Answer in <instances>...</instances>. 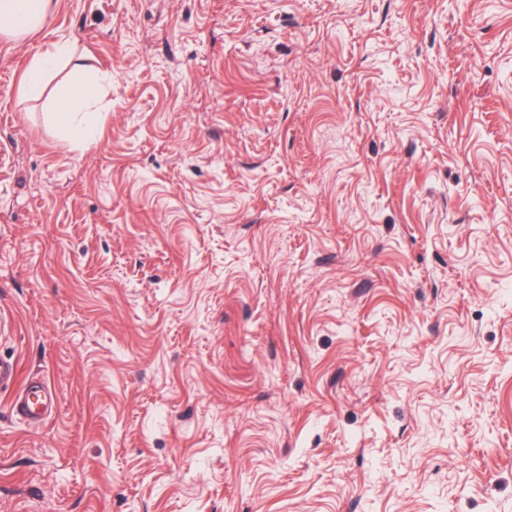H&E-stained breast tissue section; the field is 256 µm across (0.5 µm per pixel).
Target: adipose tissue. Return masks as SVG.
I'll return each instance as SVG.
<instances>
[{"mask_svg":"<svg viewBox=\"0 0 512 512\" xmlns=\"http://www.w3.org/2000/svg\"><path fill=\"white\" fill-rule=\"evenodd\" d=\"M53 0H0V36L19 39L41 27L52 10ZM70 66V77L52 100L51 115L55 128L63 137L81 139L96 127L92 91L105 76L94 67L74 59L70 43L60 42L52 50L36 56L24 83L27 98L39 101L46 94V79L59 63Z\"/></svg>","mask_w":512,"mask_h":512,"instance_id":"obj_1","label":"adipose tissue"}]
</instances>
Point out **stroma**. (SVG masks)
I'll list each match as a JSON object with an SVG mask.
<instances>
[{"label":"stroma","instance_id":"1","mask_svg":"<svg viewBox=\"0 0 512 512\" xmlns=\"http://www.w3.org/2000/svg\"><path fill=\"white\" fill-rule=\"evenodd\" d=\"M0 323L58 399L0 392V512H512V0H53ZM61 61L71 66L70 78L52 100L51 115L54 127L68 139L90 136L96 127L92 90L107 78L92 66L85 65L73 57L70 43L58 42L52 50L36 56L24 83V95L35 101L45 97L47 75L54 71ZM57 404L48 385L41 380L24 382L12 401V410L29 423H38L49 417Z\"/></svg>","mask_w":512,"mask_h":512}]
</instances>
